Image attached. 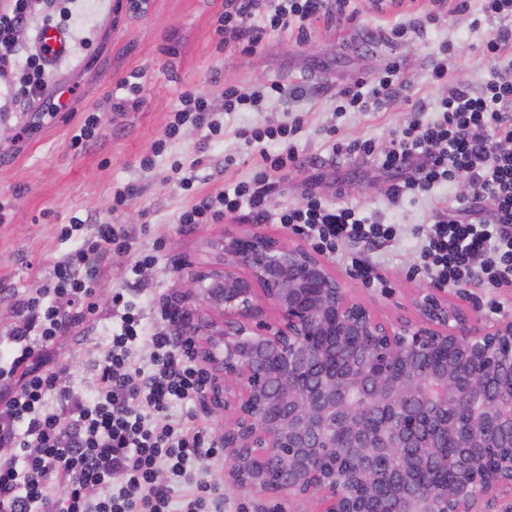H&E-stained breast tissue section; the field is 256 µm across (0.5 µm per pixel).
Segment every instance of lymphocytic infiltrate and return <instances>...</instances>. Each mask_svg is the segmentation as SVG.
<instances>
[{"label": "lymphocytic infiltrate", "instance_id": "1", "mask_svg": "<svg viewBox=\"0 0 512 512\" xmlns=\"http://www.w3.org/2000/svg\"><path fill=\"white\" fill-rule=\"evenodd\" d=\"M31 0H0V78L9 76L19 30ZM405 0H224L216 33L225 48L251 53L264 33L280 31L307 40L313 26L355 24L365 11L404 7ZM480 12L498 21L483 52L490 61L512 53V0H480ZM454 44L439 47L430 79L444 88L434 120H412L384 145L374 140L335 142L337 154H361L383 170L400 172L385 196L390 204L427 197L466 175L474 199L487 211L451 215L436 208L417 249L418 270L451 287L512 288V63L493 70L479 85L448 79ZM412 85L397 64L387 65L336 93L341 112L394 109ZM302 90L278 82L249 92L228 84L224 109L259 110L264 97L301 98ZM249 179L214 195L194 198L178 214L184 225L209 224L249 207L257 221L291 226L322 253L337 254L344 242L378 247L395 241L397 228L362 217L355 208L306 194L302 203L270 210L277 180L296 169L294 147L277 154L262 149ZM80 223L59 235L74 247L53 266L48 286L13 292L15 320L0 349V512H213L217 487L197 474L196 463L223 459L222 442L175 413L177 403L199 398L205 378L182 328L184 311L167 298L146 323L137 304L115 292L111 309L119 325L96 358L95 392L77 397L63 385L67 371L54 350L64 336L84 334L100 308L96 286L116 254L134 253L129 270L141 276L158 264L165 246L135 249L126 224H98L80 235ZM143 344L146 364L131 351Z\"/></svg>", "mask_w": 512, "mask_h": 512}]
</instances>
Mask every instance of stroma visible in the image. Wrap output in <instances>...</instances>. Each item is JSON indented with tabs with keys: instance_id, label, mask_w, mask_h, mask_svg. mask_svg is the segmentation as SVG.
<instances>
[{
	"instance_id": "1",
	"label": "stroma",
	"mask_w": 512,
	"mask_h": 512,
	"mask_svg": "<svg viewBox=\"0 0 512 512\" xmlns=\"http://www.w3.org/2000/svg\"><path fill=\"white\" fill-rule=\"evenodd\" d=\"M116 0H59L68 15L64 20L74 58L47 77L45 103L12 99L0 91V199L13 202L6 221L0 223V308H10L13 291L38 287L55 261L72 249L61 239L62 225L82 220L85 225L114 222L144 224L141 245L164 236L165 248L157 266L140 278L127 275L129 256L114 255L112 268L100 281L99 316L82 336L64 339L59 358L69 370L65 380L74 394L87 395L94 388L89 365L112 330L110 298L124 289L145 312L154 300L166 296L191 300L189 270L184 259L206 262L208 244L223 234L227 224L249 225L248 209L230 220L198 224L191 228L175 219L191 198L217 194L251 176L259 158V145H246L239 129L292 121L289 104L272 99L262 111L224 112V87L245 88L271 82L302 85L310 91L304 106V123L298 133L300 166L281 178L269 199L272 209L300 203L306 192L324 201L353 206L362 215L397 225L395 244L379 249H355V256L376 264L378 283L366 285L351 263L336 264L350 288L383 316L413 313L417 289L430 287L431 279L414 273L418 232L426 229L433 206L456 211L469 207L471 196L458 184L437 188L432 197L405 199L388 206L383 189L398 179L395 171L379 169L370 160L334 153L335 141L372 139L384 142L412 117L410 104L381 112L336 110V91L360 73L383 69L398 62L414 85L415 99L423 101V119L434 117L433 108L442 91L431 84L429 70L439 45L450 42L458 51L448 59V78L478 83L493 68L482 52L490 21L480 20L479 4L472 0L466 15L448 14L437 24L392 44V27L423 19V4L414 0L406 12L389 11L365 23L375 34L361 41L356 30L315 27L307 41L284 32H267L255 52L240 55L224 49L215 34L224 0H148L142 13L116 11ZM139 75L140 104L117 122L106 123L83 152L69 149L68 141L82 118L102 112L108 95L123 96L118 83ZM194 89L216 106L211 114L219 133L185 124L178 136L165 140V129L179 106L183 90ZM151 158L143 167V158ZM130 194L121 211H112V194ZM448 296L482 324L512 317V288H452ZM222 512H307V505L282 501L259 503L248 490L229 479L217 481Z\"/></svg>"
}]
</instances>
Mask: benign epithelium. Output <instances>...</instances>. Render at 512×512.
Segmentation results:
<instances>
[{
  "label": "benign epithelium",
  "mask_w": 512,
  "mask_h": 512,
  "mask_svg": "<svg viewBox=\"0 0 512 512\" xmlns=\"http://www.w3.org/2000/svg\"><path fill=\"white\" fill-rule=\"evenodd\" d=\"M187 262L211 317L189 325L224 414V473L262 501L313 512H477L512 489V318L479 326L443 288L385 318L325 257L255 227L226 230ZM451 439L455 490L427 486ZM394 460L374 482L378 461Z\"/></svg>",
  "instance_id": "1"
}]
</instances>
